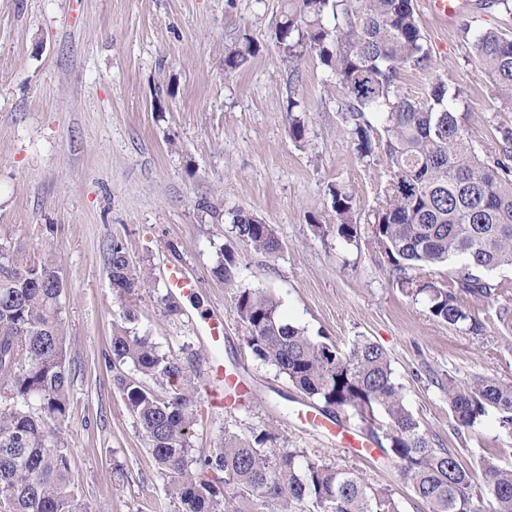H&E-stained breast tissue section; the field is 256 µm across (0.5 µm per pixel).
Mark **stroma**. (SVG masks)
I'll return each mask as SVG.
<instances>
[{
	"label": "stroma",
	"mask_w": 512,
	"mask_h": 512,
	"mask_svg": "<svg viewBox=\"0 0 512 512\" xmlns=\"http://www.w3.org/2000/svg\"><path fill=\"white\" fill-rule=\"evenodd\" d=\"M439 22L414 0L427 70L401 71L403 93L424 96L444 82L460 92V115L473 145L492 149L512 110L497 107L478 75L467 34L512 33V13L491 0ZM288 0H0V251L57 263L66 285L62 316L72 372L69 423L59 436L78 492L94 512H177L169 478L155 463L135 417L112 383V325L122 304L107 273L112 240L125 245L148 283L136 299L135 331L162 354L203 374L212 352L195 313L224 319L221 358L245 371L250 391L233 410L200 412L194 454L219 446L225 432L275 434L297 448L359 474L392 495L400 512H428L385 453L363 459L333 433L300 425L306 398L275 368L255 359L233 307L242 288L280 300L282 318L340 350L367 338L390 356L407 408L424 430L467 463L493 453L512 467V437L497 411L457 428L448 381L489 374L512 382V271L488 301L463 303L480 334L433 318L392 277L372 242L369 216L390 177L384 154L361 159L337 110L342 90L316 55L290 70L271 24ZM250 34L258 52L239 71L222 66L224 48ZM171 89L164 111L156 93ZM308 109V134L288 135V100ZM351 194L358 234L343 242L318 224L334 221L329 185ZM275 226L282 247L256 252L229 231L235 209ZM231 248V280L213 277ZM198 280L195 295L164 303L168 266Z\"/></svg>",
	"instance_id": "35a3bbf8"
}]
</instances>
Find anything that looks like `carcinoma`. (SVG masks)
Segmentation results:
<instances>
[{"instance_id":"carcinoma-1","label":"carcinoma","mask_w":512,"mask_h":512,"mask_svg":"<svg viewBox=\"0 0 512 512\" xmlns=\"http://www.w3.org/2000/svg\"><path fill=\"white\" fill-rule=\"evenodd\" d=\"M275 20L272 39L281 58L296 66L316 54L342 86L337 111L363 159L385 153L392 176L373 215L372 239L392 275L429 314L451 326L481 333L484 326L460 296L490 299L502 288L479 273L512 269V128L499 130L492 155L481 158L468 139L455 101L437 81L414 98L397 84L403 69L425 70L430 55L413 0H295ZM334 25L328 26V18ZM479 74L494 98L512 109V36L486 30L472 41ZM259 50L244 34L224 48V73L243 68ZM306 107L288 100V134L303 144ZM380 119L375 139L367 115ZM335 223L328 230L350 242L358 234L353 199L328 187ZM232 233L254 250L274 255L281 242L274 225L255 213L231 212ZM447 264L454 286L416 280L413 270ZM229 247L212 274L231 278ZM108 276L124 302L123 322L113 324L112 356L127 373L112 381L135 416L151 454L170 478L179 512H226L229 501L253 499L266 512H398L393 499L355 472L294 449L271 448L262 430L250 439L224 432V443L204 456L191 454L190 431L199 405L195 375L177 358L127 327L136 319L143 277L123 244L109 247ZM64 282L51 260L25 261L0 253V512H93L75 488L69 456L57 434L68 424L71 372L60 298ZM234 309L246 346L308 398L362 423L380 413L384 449L428 512H512V468L491 456L467 464L422 429L404 404L387 353L356 340L349 351L318 341L284 321L280 302L260 288L235 293ZM448 404L457 426L471 428L489 409L512 436V383L476 376L448 379Z\"/></svg>"}]
</instances>
